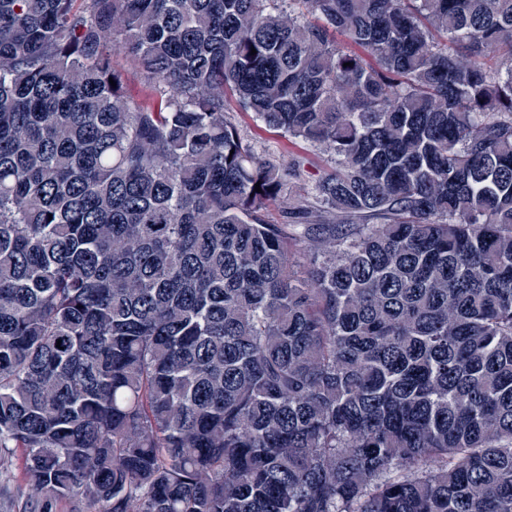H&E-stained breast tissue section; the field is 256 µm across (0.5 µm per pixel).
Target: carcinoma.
<instances>
[{"label":"carcinoma","instance_id":"obj_1","mask_svg":"<svg viewBox=\"0 0 512 512\" xmlns=\"http://www.w3.org/2000/svg\"><path fill=\"white\" fill-rule=\"evenodd\" d=\"M17 450L34 512H512V0H0ZM113 60L118 68L125 69L129 72L128 81L126 84V90L128 94L137 100H147L148 90L140 78L134 74L132 65L127 57L122 54H115L113 56ZM240 119L252 141L259 147L274 150L285 159L295 155L305 156L308 159L307 170L313 174L318 173L320 167L325 165V156L305 149L303 145L289 143L280 137L278 133L269 130L259 122L253 121L248 116L241 115Z\"/></svg>","mask_w":512,"mask_h":512}]
</instances>
